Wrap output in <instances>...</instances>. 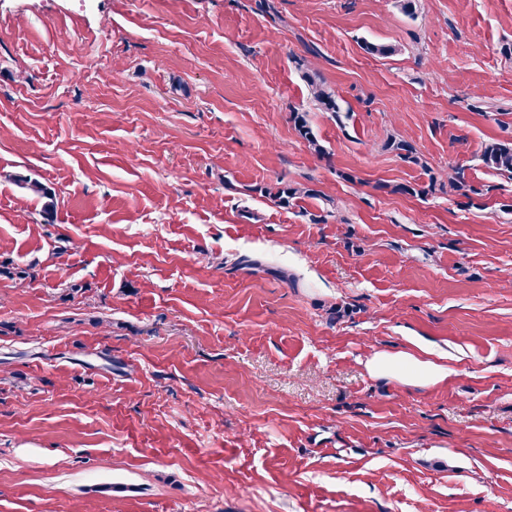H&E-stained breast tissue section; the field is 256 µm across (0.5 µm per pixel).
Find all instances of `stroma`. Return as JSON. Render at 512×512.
I'll list each match as a JSON object with an SVG mask.
<instances>
[{
	"instance_id": "35a3bbf8",
	"label": "stroma",
	"mask_w": 512,
	"mask_h": 512,
	"mask_svg": "<svg viewBox=\"0 0 512 512\" xmlns=\"http://www.w3.org/2000/svg\"><path fill=\"white\" fill-rule=\"evenodd\" d=\"M259 2L0 0V512H512V0ZM304 78L310 88L311 96L320 110L332 113L341 112L342 108L335 92L325 87L319 75L305 73ZM478 157L484 167L512 177V140L491 141ZM372 368L377 374L389 372L412 373L419 382L427 384L433 383L445 371L442 366L432 362H420L412 357H407L400 362H394L387 357L378 356L374 359Z\"/></svg>"
}]
</instances>
